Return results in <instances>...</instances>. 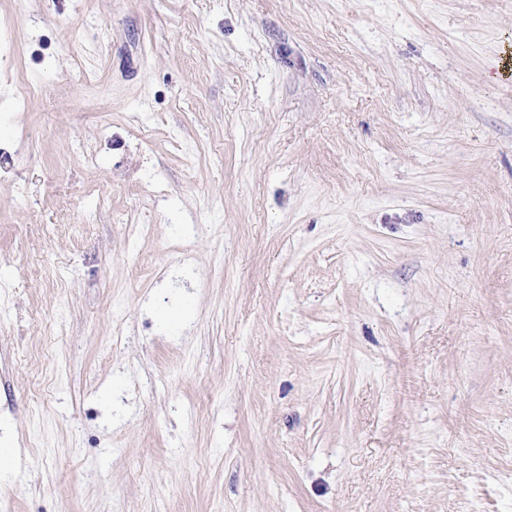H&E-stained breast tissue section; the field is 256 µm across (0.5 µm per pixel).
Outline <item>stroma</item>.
<instances>
[{
	"label": "stroma",
	"mask_w": 512,
	"mask_h": 512,
	"mask_svg": "<svg viewBox=\"0 0 512 512\" xmlns=\"http://www.w3.org/2000/svg\"><path fill=\"white\" fill-rule=\"evenodd\" d=\"M509 49L512 0H0V512H512Z\"/></svg>",
	"instance_id": "1"
}]
</instances>
